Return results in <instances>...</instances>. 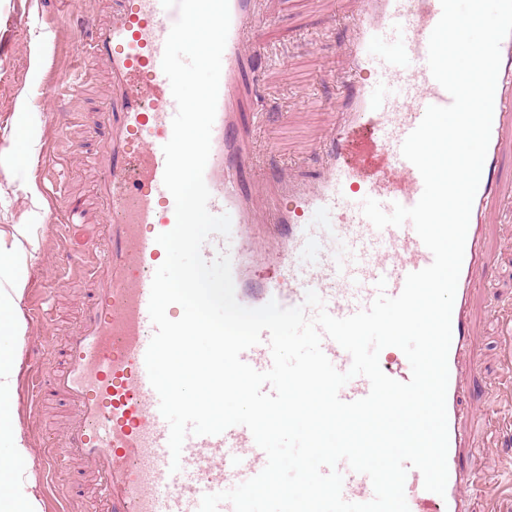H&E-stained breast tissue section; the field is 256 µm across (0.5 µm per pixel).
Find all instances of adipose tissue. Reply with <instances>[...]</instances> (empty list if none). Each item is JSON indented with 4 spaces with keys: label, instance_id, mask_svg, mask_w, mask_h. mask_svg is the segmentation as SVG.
I'll return each instance as SVG.
<instances>
[{
    "label": "adipose tissue",
    "instance_id": "ef3b65f1",
    "mask_svg": "<svg viewBox=\"0 0 512 512\" xmlns=\"http://www.w3.org/2000/svg\"><path fill=\"white\" fill-rule=\"evenodd\" d=\"M40 247L34 225L16 224L11 235L0 233V280L8 286L0 293V315L8 319L6 332L0 337V470L11 475L5 493L0 494V512H44L35 492L33 456L22 432L17 403L27 330L20 304Z\"/></svg>",
    "mask_w": 512,
    "mask_h": 512
}]
</instances>
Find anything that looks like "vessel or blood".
Returning <instances> with one entry per match:
<instances>
[{
  "instance_id": "1",
  "label": "vessel or blood",
  "mask_w": 512,
  "mask_h": 512,
  "mask_svg": "<svg viewBox=\"0 0 512 512\" xmlns=\"http://www.w3.org/2000/svg\"><path fill=\"white\" fill-rule=\"evenodd\" d=\"M231 24L222 56L211 152L204 172L211 193L208 209L231 219L229 236L212 235L201 249L211 261L228 252L235 296L249 306L277 301L284 307L303 303L316 291L326 311L345 318L367 309L386 279V293H401L409 273L428 267L433 255L411 222L376 229L362 213L373 198L384 211L394 204L410 207L423 192L417 168L401 147L428 106H445L451 97L427 65L428 40L441 13L440 0H356V11L341 43L339 74L345 89L327 121L323 140L315 143L312 166L280 169L265 181L251 179L261 161L241 128L240 114L256 96L259 60L270 48L255 23L256 0H229ZM178 17L161 0H113L107 24L79 40L80 55L104 63L120 93V109L102 121L104 151L95 161L104 224L91 247L76 255L74 270L87 274L92 302L67 343L66 358L51 372L53 394L69 401L72 411L55 456L82 461L88 468L99 512H198L202 493L224 489L225 449L244 448L248 474L267 464L250 430L242 425L218 435H187L179 472H171L169 425L159 410L145 354L155 333L148 303L156 269L166 252L156 241L176 223L175 202L163 184V146L172 135L176 103L162 70L165 40ZM512 35L501 44L490 141L475 195L464 257L451 314L448 353V482L445 494L427 491L423 476L408 468L405 495L409 512H469L468 473L460 466L465 434L460 420L463 391L461 360L470 343V293L493 262L487 229L502 206L499 178L506 147H512ZM367 133L382 158L368 179H361L364 156L353 154L355 136ZM83 200L71 197L60 216L45 225L53 238H67L72 225L84 223ZM263 227L277 268L262 285L247 287L249 262L259 255L251 231ZM326 249L309 254L313 237ZM321 348L341 372L351 356L330 337ZM259 371L270 369L268 340L241 355ZM379 363L389 377L406 382L409 362L398 361L394 348L381 351ZM154 463L145 477V463ZM343 496L367 502L374 496L367 475L339 462Z\"/></svg>"
}]
</instances>
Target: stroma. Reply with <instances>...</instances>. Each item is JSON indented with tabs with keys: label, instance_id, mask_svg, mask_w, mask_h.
Instances as JSON below:
<instances>
[{
	"label": "stroma",
	"instance_id": "stroma-1",
	"mask_svg": "<svg viewBox=\"0 0 512 512\" xmlns=\"http://www.w3.org/2000/svg\"><path fill=\"white\" fill-rule=\"evenodd\" d=\"M110 9V0H0V150L11 145L10 120L18 98H25L38 133L34 145L16 146L19 152H33V160L14 162L11 174L0 171V232L11 233L13 225L23 221L43 224L51 218L49 205L33 203L34 195L43 192L37 169L45 156L56 161L57 200L71 194L91 199L96 194L91 159L103 148L97 125L109 102L107 73L95 66L87 83L68 94L58 85L64 72L77 64L75 41ZM353 9L354 0H264L268 34L288 52L284 61L263 69L259 103L267 111L291 116L289 122L263 127L256 134L266 171L306 158L321 135L325 109L340 91L339 42L333 27L337 17ZM38 38L44 41V64L36 68L30 62V44ZM51 113L59 124H49ZM493 245L497 260L476 284L474 335L462 363L464 405L470 411L469 445L462 453L472 476L470 512H512V414L503 401L505 391L512 389V348L507 345L504 313L512 302V223L494 227ZM64 249L43 238L23 296V308L42 311L47 322L39 331L42 355L24 358L20 367V423L33 452V475L44 512H93L80 463L59 459L52 468L43 465L60 437L70 404L52 394L34 403L29 388L31 377L47 378L59 363L91 299L86 278L66 268Z\"/></svg>",
	"mask_w": 512,
	"mask_h": 512
}]
</instances>
